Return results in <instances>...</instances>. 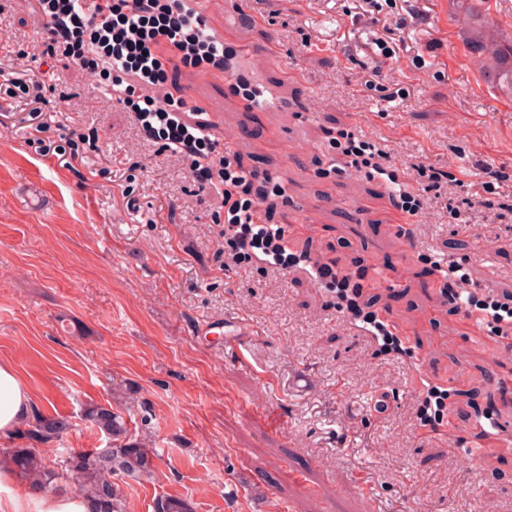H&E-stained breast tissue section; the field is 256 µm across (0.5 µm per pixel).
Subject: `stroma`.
<instances>
[{"mask_svg":"<svg viewBox=\"0 0 512 512\" xmlns=\"http://www.w3.org/2000/svg\"><path fill=\"white\" fill-rule=\"evenodd\" d=\"M193 7L228 68L169 71L167 91L198 105L216 157L285 187L262 212L289 253L337 263L401 349L383 351L304 266L233 261L224 201L190 159L49 56L33 0H0V360L35 410L73 423L48 465L107 446L85 417L103 404L159 453L121 481L128 512L167 495L194 512H512V336L473 328L433 266L512 293V93L484 79L456 0ZM240 78L273 106L249 105ZM337 130L374 145L418 216L349 167ZM421 165L446 179L427 187ZM224 318L245 324L237 349L198 333ZM301 367L315 390H294ZM433 387L448 397L424 426Z\"/></svg>","mask_w":512,"mask_h":512,"instance_id":"obj_1","label":"stroma"}]
</instances>
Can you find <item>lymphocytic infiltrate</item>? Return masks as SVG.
<instances>
[{"mask_svg": "<svg viewBox=\"0 0 512 512\" xmlns=\"http://www.w3.org/2000/svg\"><path fill=\"white\" fill-rule=\"evenodd\" d=\"M37 15L46 21L51 44H63L65 54L110 79L143 130L191 158L194 177L209 182L206 161L214 144L207 124L184 120L185 101L151 93L165 83L170 60L194 71L224 68L223 42L206 31L188 0H37ZM282 192L269 175L244 172L234 156H225L223 196L230 205L224 222L231 241L240 251H261L275 266L288 263L285 230L264 224L259 205L267 194ZM448 293L467 317L498 333L512 330V299H481L454 287Z\"/></svg>", "mask_w": 512, "mask_h": 512, "instance_id": "obj_1", "label": "lymphocytic infiltrate"}]
</instances>
